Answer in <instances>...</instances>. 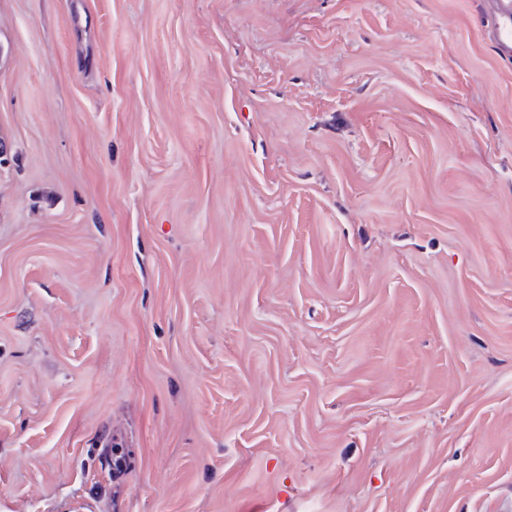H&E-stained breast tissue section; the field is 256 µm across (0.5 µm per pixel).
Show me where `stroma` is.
Returning <instances> with one entry per match:
<instances>
[{
    "label": "stroma",
    "mask_w": 512,
    "mask_h": 512,
    "mask_svg": "<svg viewBox=\"0 0 512 512\" xmlns=\"http://www.w3.org/2000/svg\"><path fill=\"white\" fill-rule=\"evenodd\" d=\"M488 24L0 0V512H512Z\"/></svg>",
    "instance_id": "stroma-1"
}]
</instances>
